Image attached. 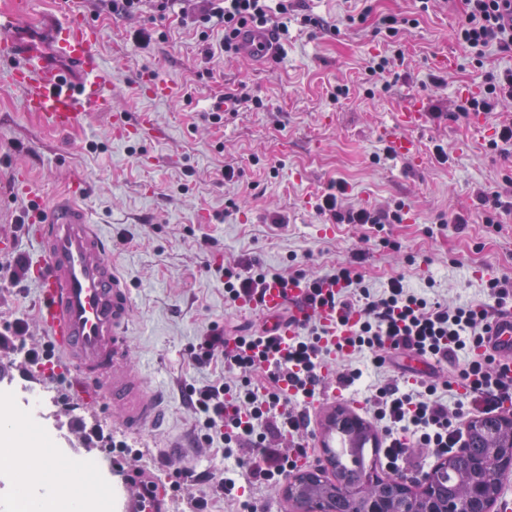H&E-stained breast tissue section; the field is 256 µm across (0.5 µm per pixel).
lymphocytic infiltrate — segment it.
Segmentation results:
<instances>
[{"instance_id":"f902f5d3","label":"lymphocytic infiltrate","mask_w":512,"mask_h":512,"mask_svg":"<svg viewBox=\"0 0 512 512\" xmlns=\"http://www.w3.org/2000/svg\"><path fill=\"white\" fill-rule=\"evenodd\" d=\"M114 16L128 17L150 4L155 17L177 14L181 23L194 26L202 39L222 30L225 53L238 54L237 38L247 27L287 34L282 15L293 9V0H101ZM458 7L463 21L456 31L458 42L474 61L489 49L512 52V0H448ZM512 100V70L487 74L479 94L461 99L456 114L491 113L500 101ZM345 183L323 196L316 209L338 224H368L382 229L402 220L400 210L367 207L339 209L338 197ZM281 284L305 282L313 307L334 308L338 323L349 316L357 322L349 336L329 347L314 320H307L288 344L270 337L266 327L248 330L215 328L190 348L197 368L222 359L229 380L201 387L189 386L188 397L201 416V440L221 443L225 467L221 475L183 470V484L207 483L213 495L234 499L242 486L280 484L293 459L281 448L267 444L268 434L299 439L307 423L296 403L316 396L321 368L329 353L345 357L360 354L372 368L384 367L404 352L433 360L448 374L444 381H405L375 387L368 398L371 415L384 433L386 469L402 475V464L415 449H426L440 458L463 448L460 417L471 409L490 413L512 403V376L499 368L493 355L484 353L491 315L512 307V277L486 273L483 288L489 300L483 304H449L427 292L408 287L395 276L380 290L364 285L351 267L339 266L317 278L302 274L274 276L256 264L224 270V298L252 309L261 306L270 280Z\"/></svg>"}]
</instances>
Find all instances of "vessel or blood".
Here are the masks:
<instances>
[{
    "label": "vessel or blood",
    "instance_id": "1",
    "mask_svg": "<svg viewBox=\"0 0 512 512\" xmlns=\"http://www.w3.org/2000/svg\"><path fill=\"white\" fill-rule=\"evenodd\" d=\"M31 9V0H9L0 9V63L8 64L9 81L23 90L25 111L51 128L68 130L84 108L110 110L98 26L80 12L48 16V44L25 43L16 27ZM238 40L248 58L279 53L267 31L246 28ZM83 191L82 183H74L27 217L40 251L33 265L38 317L54 354L75 374L74 390L84 401L111 410L126 431L140 433L163 423V398L127 361L132 289L112 264L111 239L82 206ZM308 294L301 284L287 290L267 284L263 308L281 339L295 336L297 324L311 316L335 326V312L313 309ZM488 338L497 363L512 368V308L494 315ZM311 410L323 415L317 447H335L334 412H321L316 403Z\"/></svg>",
    "mask_w": 512,
    "mask_h": 512
}]
</instances>
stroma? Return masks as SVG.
I'll return each instance as SVG.
<instances>
[{
  "label": "stroma",
  "mask_w": 512,
  "mask_h": 512,
  "mask_svg": "<svg viewBox=\"0 0 512 512\" xmlns=\"http://www.w3.org/2000/svg\"><path fill=\"white\" fill-rule=\"evenodd\" d=\"M364 22L349 23L353 0H303L288 16V34L277 59L253 61L224 54L218 38L202 41L174 20L154 19L150 9L112 18L99 0H35L24 29H41L43 15L80 11L101 29L113 108L88 110L78 126L57 131L22 108V92L0 69V236L12 244L0 265L17 280L0 276V363L14 368L15 386L51 391L61 447L80 456H101L112 443L127 448L109 476L119 499L131 489L122 475L136 470L168 487L184 469L224 467L221 455L201 448L199 414L187 385L223 378L214 361L198 371L188 352L212 326L249 328L262 314L224 304L225 267L259 261L283 274L318 276L364 251L359 266L366 285L381 287L403 275L416 288L432 285L454 303L484 301L481 276H512V215L490 226L474 218L479 192L503 190L512 179V158L486 144L512 101L485 117L483 126L455 117L461 90L482 84L485 73L512 69V55L489 51L476 67L457 42L459 11L437 4L421 11L418 0H368ZM403 25L402 57L384 75L366 66L392 53L379 17ZM320 19L319 27L302 16ZM149 32L148 43L132 40ZM161 78L179 93L154 98L138 86ZM345 92L333 97L336 86ZM248 93L251 103L213 123L211 109L228 93ZM420 100L427 118L418 129L402 128L418 159L393 156L383 137L395 115ZM150 113L153 136L117 138L116 118L135 122ZM233 179H225L226 167ZM37 186L23 194L19 171ZM78 179L88 181L82 204L112 239V262L132 288L134 314L129 358L165 391L166 425L142 435L122 430L111 411L81 402L67 379L45 380L26 359L47 344L38 321L37 285L30 266L38 256L20 217L35 202H50ZM347 182L346 205L391 209L402 205L404 220L375 230L335 224L317 213L330 185ZM469 217L455 229L451 216ZM24 323L25 335L14 333ZM187 491H170L165 512H191ZM208 512H297L276 488H258L241 500L211 498Z\"/></svg>",
  "instance_id": "stroma-1"
}]
</instances>
